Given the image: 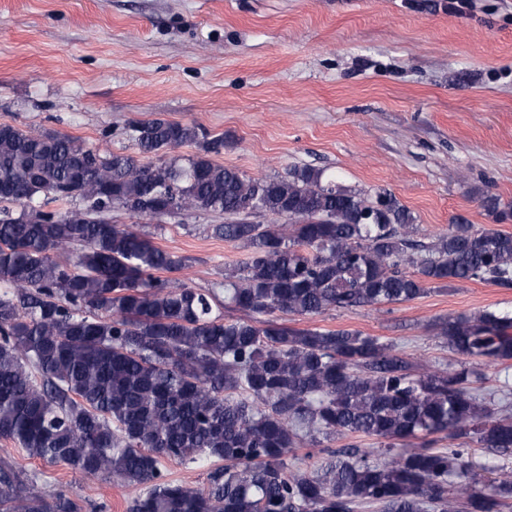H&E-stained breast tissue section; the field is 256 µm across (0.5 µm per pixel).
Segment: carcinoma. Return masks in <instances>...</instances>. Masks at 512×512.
Instances as JSON below:
<instances>
[{
  "instance_id": "obj_1",
  "label": "carcinoma",
  "mask_w": 512,
  "mask_h": 512,
  "mask_svg": "<svg viewBox=\"0 0 512 512\" xmlns=\"http://www.w3.org/2000/svg\"><path fill=\"white\" fill-rule=\"evenodd\" d=\"M136 152L0 123V439L85 477L133 485L130 512H504L512 470L473 469L468 449L512 456L508 394L476 391L512 362V313L450 318L437 338L476 364L424 368L392 343L278 316L414 300L430 283L512 287V233L465 219L425 245L390 192L370 199L312 167L254 178L214 162L224 135L150 119ZM193 145L197 152L176 155ZM154 155L140 163L137 153ZM57 201L74 203L51 210ZM500 222L512 205L486 195ZM224 214L217 238L250 251L207 289L157 276L186 258L108 213ZM270 214L283 224L241 218ZM415 271L410 272L407 267ZM246 312L227 318L224 309ZM380 449L333 448L337 437ZM321 448L303 467L295 449ZM224 465L209 486L167 479L161 460ZM63 492L34 495L0 460V512H82Z\"/></svg>"
}]
</instances>
